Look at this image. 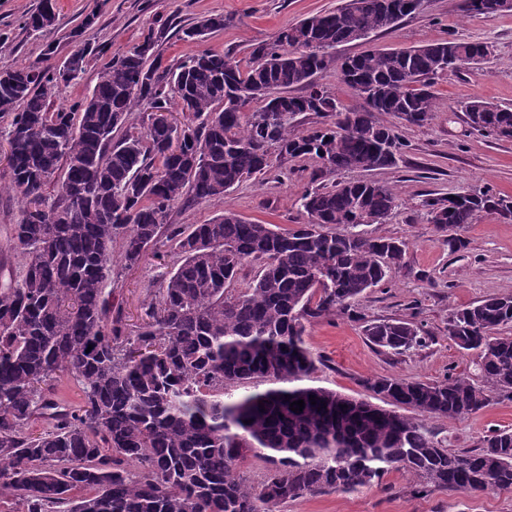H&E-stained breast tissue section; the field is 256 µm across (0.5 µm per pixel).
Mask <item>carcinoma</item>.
Segmentation results:
<instances>
[{"instance_id": "obj_1", "label": "carcinoma", "mask_w": 512, "mask_h": 512, "mask_svg": "<svg viewBox=\"0 0 512 512\" xmlns=\"http://www.w3.org/2000/svg\"><path fill=\"white\" fill-rule=\"evenodd\" d=\"M409 4L343 0L255 47L247 70L228 52L208 51L164 66L149 35L112 56L89 99L53 111L59 70L0 71L8 190L23 201L10 238L21 262L0 283V498L14 512H275L289 500L371 486L392 470L451 491L512 490V430L458 454L404 414L457 419L512 399V294L448 315V339L456 330L459 348L476 351L471 372L434 383L365 381L381 406L296 385L314 368L310 319L354 316L370 343L395 354L425 343L411 320L372 322L355 311L368 289L404 267V242L362 230L397 208L390 187L335 180L305 194L306 222L285 232L232 211L183 230L166 223L174 208L221 199L265 173L273 147L316 160L322 175L395 166L404 141L375 114L425 125L435 80L483 61L488 44L451 39L345 58L341 78L363 97L360 111L344 110L316 75L334 62L336 45L392 28L416 13ZM56 7L40 0L24 27L44 29ZM222 28L224 17H203L183 34ZM93 52L74 46L71 75ZM234 98L247 111L228 106ZM175 102L185 122L159 119ZM141 104L149 111L139 135L131 126ZM305 113L316 121L299 132L295 119ZM464 118L475 132L512 140L510 109L473 99ZM421 207L443 214L439 230L483 212L512 219V199L488 188L428 197ZM159 244L177 264L132 334L104 283L114 254L135 266ZM254 262L261 270L252 284L232 293ZM64 374L82 386L77 409L45 392ZM254 379L290 387L224 400L225 385ZM299 399L305 407L294 412ZM37 414L49 425L35 435L26 425ZM252 454L270 464L257 484L242 472Z\"/></svg>"}]
</instances>
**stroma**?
<instances>
[{"label": "stroma", "mask_w": 512, "mask_h": 512, "mask_svg": "<svg viewBox=\"0 0 512 512\" xmlns=\"http://www.w3.org/2000/svg\"><path fill=\"white\" fill-rule=\"evenodd\" d=\"M38 0H0V69L29 63L59 66L71 53L70 34L80 30L83 42L98 48L80 77L60 86L52 106H68L92 91L103 65L147 34L159 38L157 49L169 65L205 50L231 52L241 66L251 52L272 43L279 30L335 9L339 0H58L56 20L42 32L22 22ZM463 0H423L422 8L393 29L368 40L337 46L336 57L371 47L407 48L452 38L485 41L488 59L466 65L437 81V109L421 127H400L405 147L398 164L375 171L342 172L345 181L376 180L391 187L400 206L382 224L368 225V235L405 242L406 266L361 298L360 310L372 320L414 317L426 346L392 355L369 343L361 322L337 315L308 327L307 343L315 359L304 385L325 387L362 400L373 395L363 385L375 377L426 382L464 373L471 352L448 338L452 310L512 292V220L484 214L458 233L463 247L451 250L447 233L438 231L419 203L426 195L448 196L470 188H490L512 198V141L472 131L462 109L474 98L512 108V9L469 14ZM220 15L223 30L202 40L184 38L183 29L199 18ZM318 164L311 159L273 156L271 168L231 190L223 199L202 201L173 210V226L202 224L230 210L245 220L294 229L305 222L301 197L322 186ZM176 260L166 246L148 249L138 265L116 267L105 283L120 304L128 329L142 321L162 276ZM442 447L455 453L479 448L495 429H512V400L501 399L479 413L448 420L416 414ZM278 512H512V492H457L424 486L410 474H385L377 485L349 493L307 496L280 505Z\"/></svg>", "instance_id": "obj_1"}]
</instances>
